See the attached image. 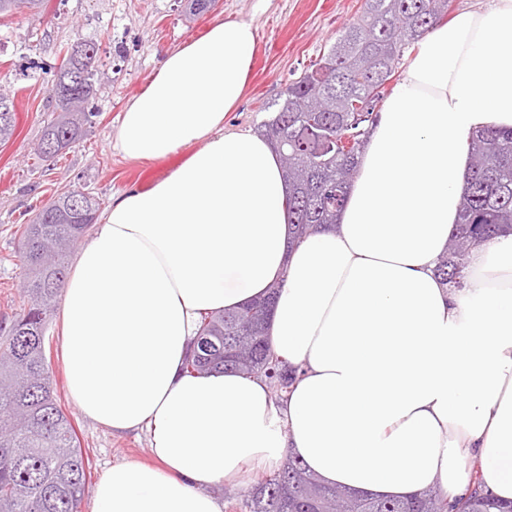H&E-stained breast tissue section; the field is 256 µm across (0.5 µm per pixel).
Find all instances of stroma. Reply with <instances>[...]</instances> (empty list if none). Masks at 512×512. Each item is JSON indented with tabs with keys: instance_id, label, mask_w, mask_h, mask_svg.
<instances>
[{
	"instance_id": "1",
	"label": "stroma",
	"mask_w": 512,
	"mask_h": 512,
	"mask_svg": "<svg viewBox=\"0 0 512 512\" xmlns=\"http://www.w3.org/2000/svg\"><path fill=\"white\" fill-rule=\"evenodd\" d=\"M185 0H47L38 14L21 11L0 20V84L13 97L16 131L0 147V318L27 305L25 267L18 257L21 224L57 193L77 188L109 206L114 195L149 188L184 158L158 162L125 159L114 147L118 118L146 85L164 51L205 33L217 19L243 20L258 29L252 74L240 104L224 120L228 131L258 130L285 85L322 55L337 33L356 20L363 0H218L200 15L185 13ZM92 41L107 80L93 100L95 115L76 146L43 160L37 145L49 117V75L67 49ZM46 356L59 403L80 441L89 485L120 462H151L143 432L112 433L94 423L67 394L62 327L52 315Z\"/></svg>"
}]
</instances>
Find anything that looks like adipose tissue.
I'll list each match as a JSON object with an SVG mask.
<instances>
[{
  "mask_svg": "<svg viewBox=\"0 0 512 512\" xmlns=\"http://www.w3.org/2000/svg\"><path fill=\"white\" fill-rule=\"evenodd\" d=\"M512 0L426 33L373 126L338 224L288 243L280 161L228 132L257 33L217 20L165 52L122 113L130 160L189 154L113 198L61 308L70 398L113 432L147 431L155 464L113 465L91 512H224L210 486L285 455L325 484L383 497L472 478L512 499V232L472 248L463 287L435 273L457 222L468 141L512 128ZM280 291L286 399L235 373L189 376L201 315Z\"/></svg>",
  "mask_w": 512,
  "mask_h": 512,
  "instance_id": "obj_1",
  "label": "adipose tissue"
}]
</instances>
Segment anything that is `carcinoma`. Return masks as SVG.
<instances>
[{"label": "carcinoma", "mask_w": 512, "mask_h": 512, "mask_svg": "<svg viewBox=\"0 0 512 512\" xmlns=\"http://www.w3.org/2000/svg\"><path fill=\"white\" fill-rule=\"evenodd\" d=\"M451 0H365L358 21L339 32L322 56L282 89L261 132L274 145L288 181V224L299 240L336 223L355 178L369 124L405 52L448 14ZM43 0H0V18ZM106 78L93 42L66 50L51 88L55 118L37 151L53 158L75 146L95 113L90 104ZM0 145L16 129L14 101L0 92ZM470 178L459 200L456 232L435 272L457 284L470 248L512 230V130H482L469 141ZM99 202L80 190L56 195L25 225L28 308L0 325V512H80L89 493L76 432L57 401L45 357V333L66 277L67 259L96 223ZM280 285L232 312L201 316L185 358L188 374L231 371L263 379L280 398L298 368L270 346L267 325ZM250 512H448L436 487L385 499L328 486L290 457L252 493ZM464 512H512L476 490Z\"/></svg>", "instance_id": "obj_1"}]
</instances>
